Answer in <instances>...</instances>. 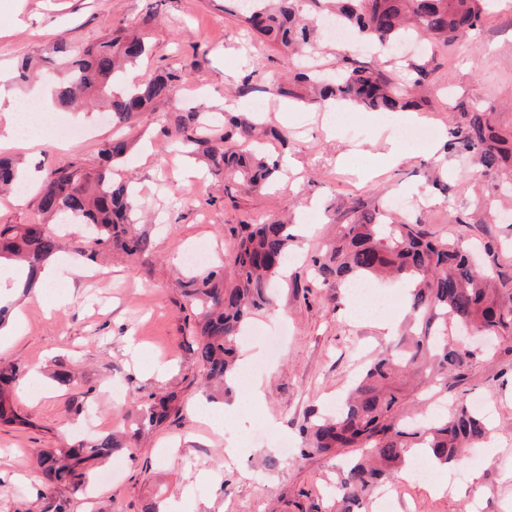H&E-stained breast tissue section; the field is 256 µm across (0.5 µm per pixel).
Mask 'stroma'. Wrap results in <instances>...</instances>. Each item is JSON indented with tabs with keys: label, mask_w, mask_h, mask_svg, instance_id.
Segmentation results:
<instances>
[{
	"label": "stroma",
	"mask_w": 512,
	"mask_h": 512,
	"mask_svg": "<svg viewBox=\"0 0 512 512\" xmlns=\"http://www.w3.org/2000/svg\"><path fill=\"white\" fill-rule=\"evenodd\" d=\"M234 11L232 0H0L1 73H13L23 57L42 56L57 38L80 49L136 28L150 47L145 68L184 77L179 96L141 115L133 153L114 166V181H133L138 191L149 257L115 252L91 263V275H75L70 261L87 238L75 230L61 239L58 279L43 288L41 302L0 280L10 309L24 310L28 320L24 335L0 346V363L17 364L25 377L34 365L42 367L36 390L12 396L25 425L0 424V512L61 506L143 512L152 504L159 512H336L340 462L304 456L300 428L312 413L334 406L390 338L381 317L352 313L344 289H310L311 256L336 237L355 199L386 202L408 193L414 200L404 218L423 217L431 231L450 239L507 243L501 264L512 275V219L485 222L480 200L487 178L469 154L446 148L441 135L461 102L493 108L496 124L512 129V0L491 10L470 40L437 53L432 105L418 114L419 127L436 131L430 145L404 146L399 164L380 168L376 156L386 139H401L404 130L392 113L326 112L277 97L264 118L284 138L264 150L295 159L297 169L267 190L228 194L165 131L187 101L220 112L229 103L227 89L248 78L268 90L284 73L272 45L243 37ZM9 93L40 99L50 89L13 84ZM62 117L89 126V139L51 143L50 130ZM112 132L111 122L97 123L95 113L49 100L33 133L46 149L34 157L21 147L0 154L29 157L42 170L73 161L95 170L98 146ZM458 214L466 223H449ZM283 217L299 230L288 274L273 306L251 321L240 343L255 371L238 379L230 396L208 399L177 286L187 272L183 255L204 242L222 258L235 244L231 227ZM155 362L165 365L163 374L150 373ZM60 371L71 375L70 384L55 381ZM463 375L448 398L487 402L493 426L487 445L451 465V493L432 492L437 475L431 470L416 479L396 475L387 512H512V338L501 339L494 353L478 352ZM252 384L261 401H251ZM110 385L120 388V398L107 396ZM153 393L175 394L178 409L144 431L136 457L119 455L95 467L82 491L45 484L39 449L86 443L84 425L92 416L100 432L128 429ZM230 446L242 455L227 456ZM270 457L275 466H267Z\"/></svg>",
	"instance_id": "obj_1"
}]
</instances>
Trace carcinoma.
<instances>
[{"label": "carcinoma", "instance_id": "cac0c4a2", "mask_svg": "<svg viewBox=\"0 0 512 512\" xmlns=\"http://www.w3.org/2000/svg\"><path fill=\"white\" fill-rule=\"evenodd\" d=\"M239 6L242 24L263 41L279 48L285 64L314 50L318 28L313 15L324 13L352 31L355 38L385 50L406 38L431 48L468 40L488 13L490 0H249ZM144 38L129 34L104 38L75 54L64 40L51 52L68 59L69 69L52 78L61 106L96 107L110 112L116 131L98 149L106 162L124 159L131 142L117 127H132L151 105L175 95L181 75L161 70L125 84L121 74L147 53ZM409 80L402 85L387 73V61L342 59L340 73L325 76L312 69L280 82L276 93L305 105L344 101L355 109L396 112L429 105L424 92L434 81L435 58L402 65ZM460 120L449 128V146L472 155L480 172L493 178L486 196L487 217L494 197L512 195V130L501 131L492 109L456 106ZM281 137L256 112L220 118L191 108L174 121L178 146L200 154L214 177L234 181L255 192L279 172L278 162L245 149L226 146L231 138L249 144L262 137ZM21 183L16 162L0 156V192ZM132 189L114 186L104 169L90 171L70 162L45 175L39 208L64 223L72 220L93 229L86 247L77 250L84 261L117 248L140 258L151 251L147 233L136 228L131 214ZM233 231L238 244L230 261L233 278L224 266H214L180 284L197 317L196 355L207 370L206 380L228 394L236 380L237 343L247 321L272 304V282L287 259L293 234L288 225L241 224ZM60 249L59 236L49 224H0V259L35 270ZM482 267L472 266L475 253L461 242L436 238L421 219L397 221L380 205L357 199L347 224L329 249L311 257L314 281L320 285L369 282L386 276L409 287L406 305L414 331L399 336L380 352L355 380L343 410L329 418L311 416L302 425L308 444L303 455L347 457L340 482L339 512H354L362 497L388 482L408 457L427 448L442 464L461 449L475 448L487 437L486 416L461 404L451 417L419 421L408 405L410 381L426 385L435 398L448 392V378H457L474 352L450 342L452 329L470 325L490 336H512V278L498 271L500 253L492 244L480 247ZM20 377L19 367H0V422L24 425L10 404L7 388ZM172 394L149 396L140 405L141 425H161L176 407ZM139 433L120 441L108 433L78 448H50L38 454L39 465L52 483L83 487L88 468L116 454L134 457Z\"/></svg>", "mask_w": 512, "mask_h": 512}]
</instances>
